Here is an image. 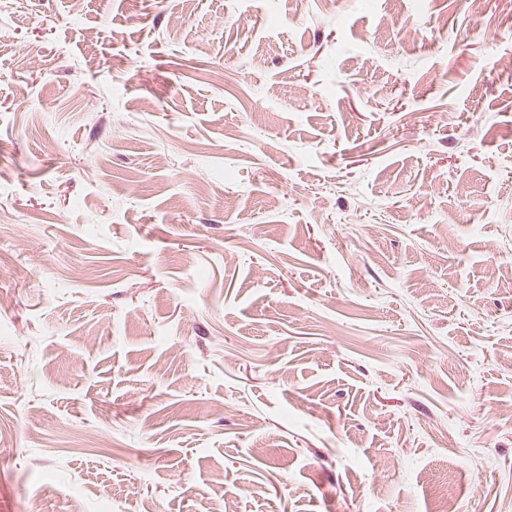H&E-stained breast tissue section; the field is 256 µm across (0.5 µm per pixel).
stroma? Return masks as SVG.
Listing matches in <instances>:
<instances>
[{
    "label": "stroma",
    "mask_w": 512,
    "mask_h": 512,
    "mask_svg": "<svg viewBox=\"0 0 512 512\" xmlns=\"http://www.w3.org/2000/svg\"><path fill=\"white\" fill-rule=\"evenodd\" d=\"M507 56L512 0L0 5V512H512Z\"/></svg>",
    "instance_id": "stroma-1"
}]
</instances>
